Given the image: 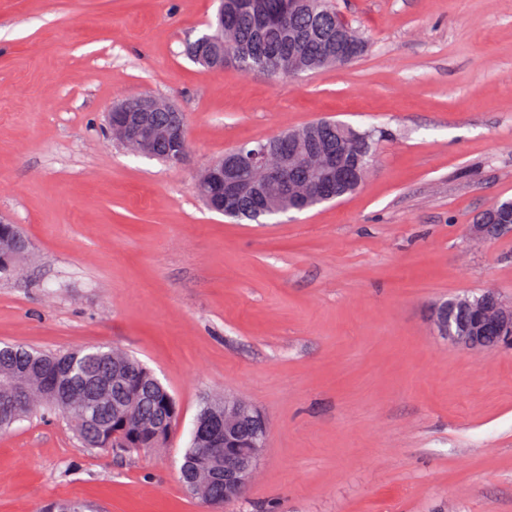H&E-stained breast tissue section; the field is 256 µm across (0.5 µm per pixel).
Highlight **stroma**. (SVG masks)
<instances>
[{
    "label": "stroma",
    "instance_id": "35a3bbf8",
    "mask_svg": "<svg viewBox=\"0 0 512 512\" xmlns=\"http://www.w3.org/2000/svg\"><path fill=\"white\" fill-rule=\"evenodd\" d=\"M358 60L278 81L184 54L214 0H0V215L28 250L0 278V343L134 353L177 399L169 442L83 450L37 416L0 433V512H208L178 479L194 418L230 394L268 422L223 512H512V350L438 336L431 305L512 301V0H334ZM153 95L188 119L166 166L106 132ZM387 134L339 201L236 222L194 184L230 149L320 118ZM491 208H493L496 213L508 212L509 209L512 208V200L503 202L500 201ZM487 210L482 212L476 218V224H469L470 233L473 238L491 240L494 239V236L496 235L497 232L503 231L507 226H509V224H486L488 222H482L485 218V213L487 212Z\"/></svg>",
    "mask_w": 512,
    "mask_h": 512
}]
</instances>
